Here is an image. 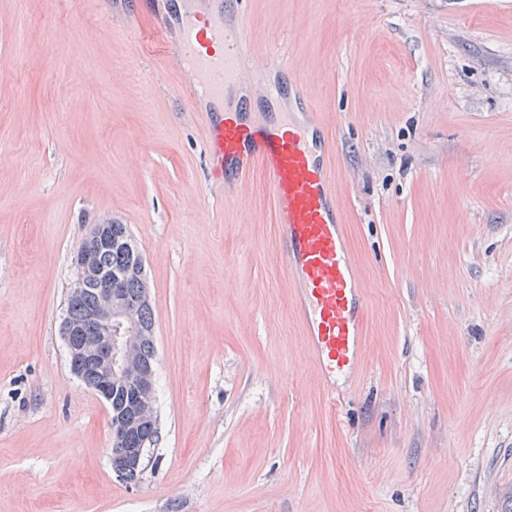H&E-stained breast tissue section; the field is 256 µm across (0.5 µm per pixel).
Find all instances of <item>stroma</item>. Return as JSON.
Instances as JSON below:
<instances>
[{
  "mask_svg": "<svg viewBox=\"0 0 512 512\" xmlns=\"http://www.w3.org/2000/svg\"><path fill=\"white\" fill-rule=\"evenodd\" d=\"M148 0H0V512H512V0H247L336 141L373 296L330 402L261 178L206 193ZM145 261L137 484L61 325L93 224Z\"/></svg>",
  "mask_w": 512,
  "mask_h": 512,
  "instance_id": "35a3bbf8",
  "label": "stroma"
}]
</instances>
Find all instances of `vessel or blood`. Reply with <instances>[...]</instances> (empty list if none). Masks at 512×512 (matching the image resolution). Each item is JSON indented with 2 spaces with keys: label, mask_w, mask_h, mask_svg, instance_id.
<instances>
[{
  "label": "vessel or blood",
  "mask_w": 512,
  "mask_h": 512,
  "mask_svg": "<svg viewBox=\"0 0 512 512\" xmlns=\"http://www.w3.org/2000/svg\"><path fill=\"white\" fill-rule=\"evenodd\" d=\"M244 0H176L172 13L157 14V30L171 33L163 44L171 87L200 119L210 163V181L225 205L247 198L261 175L274 204V222L288 242L284 267L296 285L308 350L314 367L335 397L336 378L356 367L370 286L358 275L344 215L329 166L334 142L318 113L309 111L308 81L283 86L277 47L254 49ZM289 100L300 121L282 111L257 116L256 101Z\"/></svg>",
  "instance_id": "obj_1"
}]
</instances>
